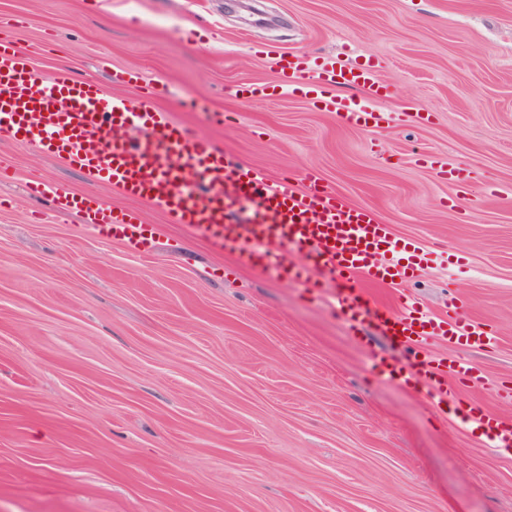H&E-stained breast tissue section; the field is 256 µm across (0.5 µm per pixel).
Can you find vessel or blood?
<instances>
[{
    "label": "vessel or blood",
    "instance_id": "b4317fda",
    "mask_svg": "<svg viewBox=\"0 0 512 512\" xmlns=\"http://www.w3.org/2000/svg\"><path fill=\"white\" fill-rule=\"evenodd\" d=\"M283 87L293 86L307 70L294 54L281 55ZM320 88L342 82L366 87L371 96L385 91L374 66L351 68L321 65ZM343 120L369 130L388 128L390 113L367 104L333 102ZM8 140L68 161L92 181L161 207L178 224L201 234L218 251L235 254L244 265L279 279H290L311 291L323 279L337 284L335 298L351 331H358L366 313H373L383 334L404 354L390 373L401 386L424 383L430 405L443 407L459 388L484 387L481 368L474 363L442 366L425 358L419 345L434 337H461L484 350L496 343L487 323L464 316L456 297H449L442 314L424 310L418 302L398 296L397 307L369 309L363 283L389 285L414 278L428 254L416 243L394 236L363 208L342 200L314 174L302 189L288 181L270 183L245 169L214 140L190 127L163 122L145 104L106 97L92 82H79L65 69L51 80L34 71L26 54L0 38V141ZM32 192L50 195L61 212L83 213L100 239L122 242L133 253L155 249L152 226L138 217L89 197L35 181ZM248 211L246 223L232 215ZM303 263H296L294 255Z\"/></svg>",
    "mask_w": 512,
    "mask_h": 512
}]
</instances>
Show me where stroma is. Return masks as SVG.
Returning <instances> with one entry per match:
<instances>
[{
	"mask_svg": "<svg viewBox=\"0 0 512 512\" xmlns=\"http://www.w3.org/2000/svg\"><path fill=\"white\" fill-rule=\"evenodd\" d=\"M0 36L49 78L69 69L212 137L268 180L307 171L433 258L399 289L449 295L494 348L433 339L486 388L439 411L369 355L402 351L375 321L351 332L330 294L270 279L151 203L0 141V512H512V451L470 419L512 421V0H0ZM371 63L393 115L373 133L278 84L277 55ZM204 100L221 127L185 108ZM430 113L426 122L411 113ZM428 153L458 169L440 180ZM137 213L135 255L55 212L32 180Z\"/></svg>",
	"mask_w": 512,
	"mask_h": 512,
	"instance_id": "stroma-1",
	"label": "stroma"
}]
</instances>
